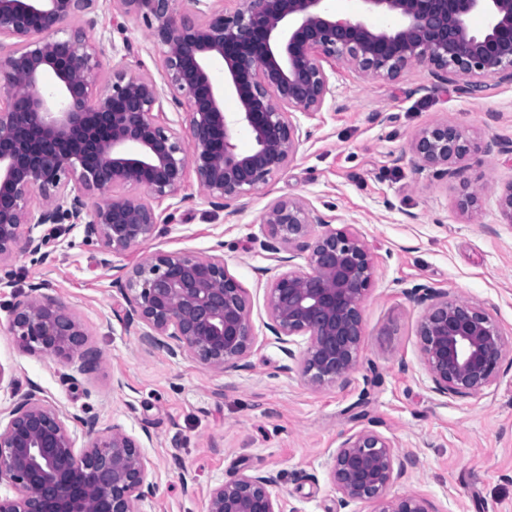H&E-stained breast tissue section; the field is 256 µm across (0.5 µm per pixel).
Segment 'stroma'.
<instances>
[{
	"instance_id": "obj_1",
	"label": "stroma",
	"mask_w": 512,
	"mask_h": 512,
	"mask_svg": "<svg viewBox=\"0 0 512 512\" xmlns=\"http://www.w3.org/2000/svg\"><path fill=\"white\" fill-rule=\"evenodd\" d=\"M91 40L111 33L115 52L135 72L161 79V52L145 21L130 15L112 30L100 0ZM322 111L303 118L313 128L288 169L267 190L241 201L236 214L209 203L195 178L182 202L154 208L167 234L133 248L132 266L159 250L209 255L224 244V264L246 288L257 343L243 371L219 373L141 346L137 330L111 317L116 291L81 228L40 226L51 239L42 261L18 255L11 283L0 287V324L15 293L35 284L57 295L103 360L79 373L78 361L20 351L0 331V367L21 389L37 386L47 401L96 419L99 430L121 427L151 460L156 487L145 512H205L210 488L257 470L279 473L276 494L298 512H334L338 493L329 475L340 435L371 428L418 459L392 494L428 496L440 512H512V354L483 394L444 398L431 390L421 364V306L404 289L428 285L486 309L512 338V226L497 207L498 189L512 181V156L492 151L458 164L460 178L487 187L476 211L457 206L460 178L437 180L419 171L412 141L423 127L448 123L484 144L512 139V83L487 81L464 91V78L438 82L415 67L397 80L365 79L339 67ZM296 198L353 224L374 256L372 290L362 305L366 336L348 386L312 388L279 367L285 357L266 329V293L276 263L255 244L269 202ZM122 380L115 389L113 380Z\"/></svg>"
}]
</instances>
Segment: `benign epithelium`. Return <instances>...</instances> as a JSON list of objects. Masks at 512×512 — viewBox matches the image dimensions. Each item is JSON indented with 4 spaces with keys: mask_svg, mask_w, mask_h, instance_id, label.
Returning a JSON list of instances; mask_svg holds the SVG:
<instances>
[{
    "mask_svg": "<svg viewBox=\"0 0 512 512\" xmlns=\"http://www.w3.org/2000/svg\"><path fill=\"white\" fill-rule=\"evenodd\" d=\"M99 0H0V270L19 254L45 259L44 224H75L84 241L112 258L167 232L155 209L129 188L176 198L189 176L221 208L263 190L313 136L296 113L322 110L331 93L326 68L344 66L363 78L393 81L425 65L441 82L456 76L468 90L486 80L512 81V0H358L357 16L328 9L325 0H116L122 16H140L161 50L163 84L120 59L102 74L86 29L97 24ZM367 15H381L372 25ZM478 16L482 27L471 19ZM10 41L4 45L3 41ZM224 71L216 83L213 71ZM237 99L224 111V96ZM168 98L186 108L184 125L159 121ZM252 140L238 149L240 130ZM488 150L459 127L436 123L412 142L417 167L439 180L452 164ZM95 190L112 198L91 208ZM484 185L460 182L458 207H474ZM512 224V182L499 194ZM343 224L333 228V222ZM260 247L288 269L268 288L266 327L288 363L313 387L346 386L365 336L362 302L373 282V257L342 216H326L302 200L277 199L262 219ZM325 230L312 234V226ZM286 251L288 256L279 253ZM302 258L305 264L293 263ZM112 287L123 299L115 316L138 327L140 342L172 358L188 356L220 373L245 370L256 335L248 292L224 264V242L212 254L156 252L118 268ZM404 295L423 307L419 355L432 390L446 398L483 392L512 350L492 316L448 291L419 285ZM4 333L28 353L81 361L91 370L100 354L58 297L33 286L14 295ZM305 342L302 351L294 347ZM0 512H142L155 494L150 460L119 427L21 391L0 368ZM86 439L76 446L77 432ZM415 455L370 428L342 435L329 478L337 510L368 504L371 512H439L419 493L389 496L416 467ZM278 477L240 474L209 490L206 512H298L274 493Z\"/></svg>",
    "mask_w": 512,
    "mask_h": 512,
    "instance_id": "benign-epithelium-1",
    "label": "benign epithelium"
}]
</instances>
